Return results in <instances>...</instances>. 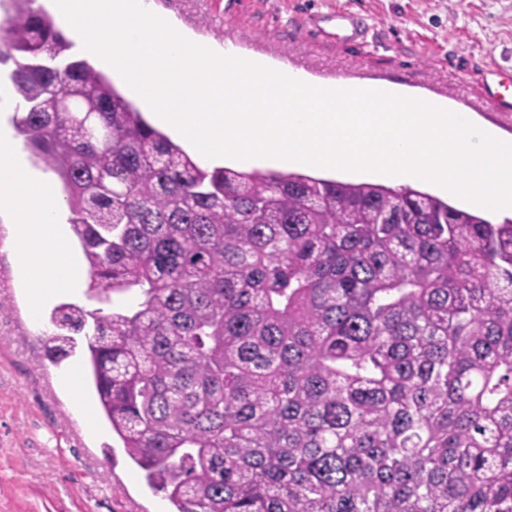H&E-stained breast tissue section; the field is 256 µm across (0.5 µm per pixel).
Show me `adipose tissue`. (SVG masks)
Wrapping results in <instances>:
<instances>
[{"label":"adipose tissue","mask_w":512,"mask_h":512,"mask_svg":"<svg viewBox=\"0 0 512 512\" xmlns=\"http://www.w3.org/2000/svg\"><path fill=\"white\" fill-rule=\"evenodd\" d=\"M7 199L17 219L14 237L17 243L42 256L55 275L43 279L41 288L55 292L60 288L59 274L74 265V255L60 229L64 209L50 174L35 173L22 161V147L0 127V199Z\"/></svg>","instance_id":"ef3b65f1"}]
</instances>
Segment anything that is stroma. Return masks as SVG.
<instances>
[{"label":"stroma","instance_id":"obj_1","mask_svg":"<svg viewBox=\"0 0 512 512\" xmlns=\"http://www.w3.org/2000/svg\"><path fill=\"white\" fill-rule=\"evenodd\" d=\"M153 0L164 17L199 41L229 44L271 64L303 71L314 83L394 84L468 113L512 142V112L488 111L479 79L485 66H512V0ZM337 8L360 12L368 36L338 49L310 39L302 24L328 27ZM0 216V512H170L147 485L85 381L64 378L77 357H46L42 317L55 303L93 310L84 280L51 298L32 293L21 253ZM113 453H105V446Z\"/></svg>","mask_w":512,"mask_h":512}]
</instances>
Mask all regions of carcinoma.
<instances>
[{"mask_svg":"<svg viewBox=\"0 0 512 512\" xmlns=\"http://www.w3.org/2000/svg\"><path fill=\"white\" fill-rule=\"evenodd\" d=\"M36 0H0L13 127L87 295L47 357L175 512H512V219L409 186L200 168Z\"/></svg>","mask_w":512,"mask_h":512,"instance_id":"carcinoma-1","label":"carcinoma"}]
</instances>
